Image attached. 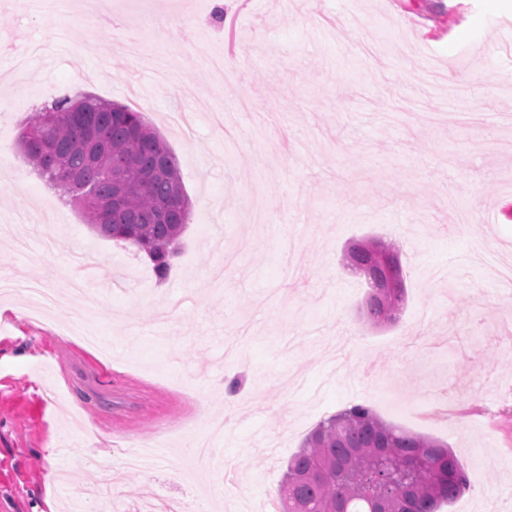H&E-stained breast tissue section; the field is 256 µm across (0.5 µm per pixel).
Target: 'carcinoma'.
Instances as JSON below:
<instances>
[{"label": "carcinoma", "instance_id": "cac0c4a2", "mask_svg": "<svg viewBox=\"0 0 512 512\" xmlns=\"http://www.w3.org/2000/svg\"><path fill=\"white\" fill-rule=\"evenodd\" d=\"M79 106L83 126L62 121L46 143L20 134L27 160L80 208L105 238L135 248L156 279H167L191 207L174 154L142 113L92 94L63 97L51 109ZM347 265L374 286L366 310L375 323L396 317L404 290L375 287L401 277L398 250L352 244ZM469 485L448 445L412 434L354 404L322 420L288 460L277 512H438Z\"/></svg>", "mask_w": 512, "mask_h": 512}]
</instances>
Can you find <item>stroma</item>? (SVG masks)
I'll use <instances>...</instances> for the list:
<instances>
[{"label": "stroma", "mask_w": 512, "mask_h": 512, "mask_svg": "<svg viewBox=\"0 0 512 512\" xmlns=\"http://www.w3.org/2000/svg\"><path fill=\"white\" fill-rule=\"evenodd\" d=\"M0 0V279L65 294L74 254L107 279L97 303L32 316L0 292V512H274L316 424L354 404L447 443L472 485L440 512H512V297L473 259H512V0H92L24 16ZM160 15L190 18L173 36ZM238 62L185 53L201 35ZM91 93L143 113L175 155L191 216L169 277L95 234L16 136L54 100ZM488 212L455 227L447 200ZM407 245L395 324L366 321L351 243ZM183 298L176 319L167 301ZM93 324L110 357L60 335ZM247 376L235 401L225 382ZM224 420L202 459L187 427ZM153 458L103 489L101 464Z\"/></svg>", "instance_id": "obj_1"}]
</instances>
